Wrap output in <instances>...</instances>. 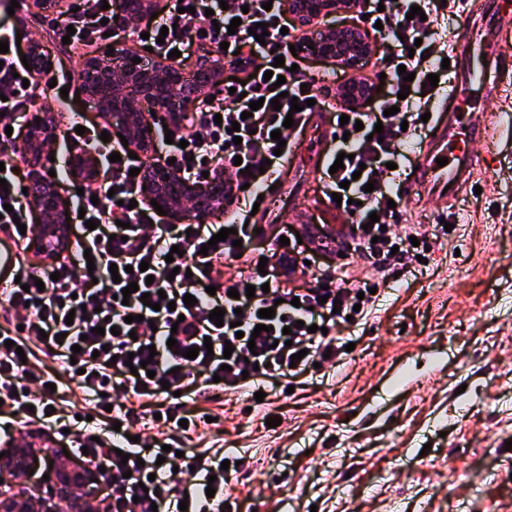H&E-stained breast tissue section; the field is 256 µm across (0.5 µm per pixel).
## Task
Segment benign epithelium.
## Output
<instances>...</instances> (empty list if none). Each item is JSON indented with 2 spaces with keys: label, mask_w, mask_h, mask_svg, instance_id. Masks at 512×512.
Returning <instances> with one entry per match:
<instances>
[{
  "label": "benign epithelium",
  "mask_w": 512,
  "mask_h": 512,
  "mask_svg": "<svg viewBox=\"0 0 512 512\" xmlns=\"http://www.w3.org/2000/svg\"><path fill=\"white\" fill-rule=\"evenodd\" d=\"M157 0H121L122 13L147 14L155 9ZM289 20L302 32L299 45L305 58L334 60L348 71H356L372 53L367 30L349 21L340 32L320 37L314 32L325 20L354 12L351 0H284ZM137 54L128 48L115 49L111 56L90 55L83 60L77 74L84 95L93 100L105 117L118 116L130 147L146 153L154 148L156 130L146 113H163L169 128L185 123L187 106L204 99L210 90L224 82V51L214 48L185 72L182 64L163 58L148 63H134ZM30 71L41 73L49 68L50 58L41 44H30L26 52ZM39 121L27 126L22 143L26 161L33 171L28 183L31 207L49 219L43 234L63 238L66 206L61 200L57 181L42 175L45 161L57 138L58 119L51 111L37 114ZM69 170L76 171L74 180L82 183L98 181L99 170L92 153L83 151L72 155ZM146 203L156 201L166 212L171 224L185 220L206 224L224 210L225 197L230 190L224 176L216 173L193 181L164 166H154L141 177ZM0 512H55V502L62 500L68 512H111L110 500L93 495L94 480L102 472L89 466H60L49 474V490L35 492L14 483L13 475L31 472L37 463L29 449L5 445L0 449Z\"/></svg>",
  "instance_id": "7a95c632"
}]
</instances>
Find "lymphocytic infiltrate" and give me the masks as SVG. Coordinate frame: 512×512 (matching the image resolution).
I'll return each instance as SVG.
<instances>
[{
    "instance_id": "lymphocytic-infiltrate-1",
    "label": "lymphocytic infiltrate",
    "mask_w": 512,
    "mask_h": 512,
    "mask_svg": "<svg viewBox=\"0 0 512 512\" xmlns=\"http://www.w3.org/2000/svg\"><path fill=\"white\" fill-rule=\"evenodd\" d=\"M421 7L424 15L410 17L411 7ZM213 16H206V9ZM360 14L369 23H382L380 39L398 40L400 52L392 66H405L413 73V87L422 88L418 103L398 99L404 78L396 76L387 93L379 95L369 110H352L350 104L332 108L336 95L331 87H317L306 69L282 71L273 64L275 56L287 55L291 43L286 29L291 22L282 9V0H166L155 16L120 18L118 0H80L77 11H65L60 23L51 28L53 39L69 37L77 49L103 41L105 32L114 36L148 34V46L155 55L168 56L171 50L189 57L194 48L228 42L224 56L230 67L247 77L243 92L224 94L202 104L188 115L186 147L166 145L164 154L174 161V170L184 178L198 179L202 173H222L233 194L243 185L266 184L279 164L273 151L280 141L289 140L291 130H302L312 112L308 99L322 95L319 107L331 111L333 118L348 115L349 123L337 127L338 138L332 155H345L344 167L324 174L328 193L343 198L339 215L350 223L352 231L343 243L345 263L338 278H326L324 288L299 291L285 287L284 280L305 262L314 260L316 251L296 242L295 230L281 227L288 245H274L279 256L277 265L260 273L259 257L250 247L256 239V226L250 221V207H243L240 219L233 221L241 247L232 240L213 242L220 230L216 224L171 225L141 200L139 177L132 168L138 160L129 158L121 140H101L99 125L87 124L84 133L67 126L62 148H91L97 154L104 178V188L97 195L78 197L77 206L85 210V222L73 225L72 232L81 251L43 267L28 262L27 235L34 232L29 224L27 205L22 192L27 178L22 163L9 155L0 156V178L8 183L0 188V234L19 252L16 273L18 284L1 291L5 307L0 310V414L15 418L44 419L47 409H54L56 422L68 423L74 432L76 447L86 448L89 462L108 456L112 459V512H152L165 507L173 498H186L187 512H224V481L221 477L222 455L196 462L192 478L185 484L175 481L173 468L178 464L177 451L184 438L198 427L184 400L209 395L214 385L225 390L244 388L247 380L264 378L278 383L285 377L305 373L324 356L338 358V338L326 339L309 332V325L319 327L336 322L338 316L350 315L362 320L366 308L373 305L370 276L355 275L351 261L359 259L372 274H386L396 266L412 265L424 254L430 240L444 236V229L424 230L418 224H403L389 209V201H400L394 188L399 176L393 168L404 154L405 139L423 129L421 120L434 100L432 87L426 86L428 75L441 73L444 58L437 49L439 37L433 27L435 19L447 12L442 0H356ZM242 23L235 33L227 27L233 18ZM268 23L264 41H256L249 30L256 23ZM168 35H161V28ZM0 41L9 50L0 55V145L11 146L19 139L26 111L42 97L44 90L21 61L15 32L0 31ZM285 78L282 88H275L264 78L265 71ZM280 98L281 110H273L271 101ZM304 101L300 112H292V100ZM258 103L250 111V103ZM397 114H390L391 106ZM292 117V128H284L285 117ZM363 130H356V123ZM382 124L381 140H373L375 124ZM238 134H231L232 125ZM280 131V140H272V131ZM241 144H234V137ZM120 161H110L111 153ZM248 172H241V165ZM372 192H365L366 183ZM137 207H130V200ZM377 223H370V214ZM97 221L88 229L87 221ZM236 238V239H237ZM181 254L173 263L165 257L172 246ZM148 262L147 272H140L141 262ZM118 267L120 277H113L111 267ZM137 283V292L128 302L120 295L129 283ZM255 286L254 297L245 294ZM215 294H208V287ZM237 297H229L230 289ZM149 302H142V294ZM174 296L175 308L160 302L161 295ZM196 298L195 305L184 303L185 295ZM225 311L223 326L210 321L215 308ZM274 308L270 331L256 332L259 310ZM111 325V332L97 334L98 326ZM291 335H283L284 327ZM175 348H168V339ZM211 352H203L204 343ZM81 352H73V345ZM232 354H225V346ZM197 348L196 358H185L190 348ZM57 359L61 371L49 372L40 363L41 356ZM74 384L87 402L102 409L119 405V424L105 422L96 429L83 426L69 417L63 384ZM181 392L182 402L166 404L164 388ZM136 406H129V399ZM129 434L136 441L128 458L115 455L114 434ZM170 451H163V444ZM214 496H207V487Z\"/></svg>"
}]
</instances>
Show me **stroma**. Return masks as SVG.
<instances>
[{
	"instance_id": "1",
	"label": "stroma",
	"mask_w": 512,
	"mask_h": 512,
	"mask_svg": "<svg viewBox=\"0 0 512 512\" xmlns=\"http://www.w3.org/2000/svg\"><path fill=\"white\" fill-rule=\"evenodd\" d=\"M51 23L0 0V26L79 71L82 54L50 38ZM331 133L317 112L295 135L278 219L341 223L321 179ZM474 149L491 159L447 207L405 193L409 223L454 229L422 271L380 281L363 320L336 325L355 344L340 365L261 402L195 404L188 452L223 451L230 512H512V131Z\"/></svg>"
}]
</instances>
